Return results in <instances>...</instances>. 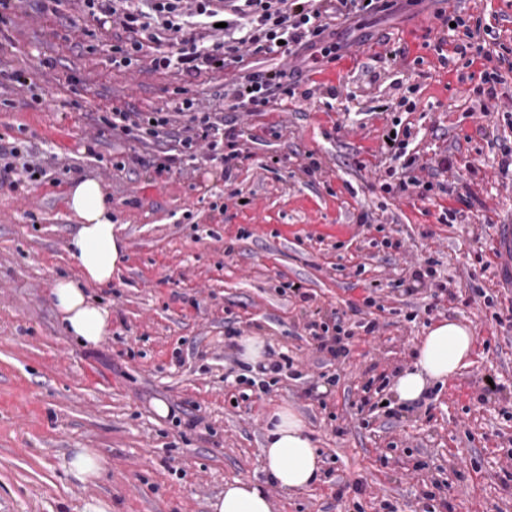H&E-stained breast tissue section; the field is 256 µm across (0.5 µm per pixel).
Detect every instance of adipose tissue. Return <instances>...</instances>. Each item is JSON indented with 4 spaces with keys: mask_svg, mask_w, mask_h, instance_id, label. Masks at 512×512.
<instances>
[{
    "mask_svg": "<svg viewBox=\"0 0 512 512\" xmlns=\"http://www.w3.org/2000/svg\"><path fill=\"white\" fill-rule=\"evenodd\" d=\"M66 204L79 221L69 243L79 273L54 280L50 294L70 335L92 348L108 336L112 313L108 306L92 300L89 290L111 283L126 246L112 222V205L97 180L88 178L74 184ZM474 342L472 328L458 320H444L429 328L414 348L412 368L395 379L393 392L398 403H414L432 384L453 377L466 365ZM260 452L265 481L238 479L226 484L223 496L209 502V512H271L265 482L293 493L308 488L320 477L318 450L304 419L290 406H279L268 415Z\"/></svg>",
    "mask_w": 512,
    "mask_h": 512,
    "instance_id": "ef3b65f1",
    "label": "adipose tissue"
}]
</instances>
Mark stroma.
<instances>
[{
  "label": "stroma",
  "instance_id": "stroma-1",
  "mask_svg": "<svg viewBox=\"0 0 512 512\" xmlns=\"http://www.w3.org/2000/svg\"><path fill=\"white\" fill-rule=\"evenodd\" d=\"M459 6L512 49V0ZM94 29L82 0H60L53 14L15 0L0 23V141L57 159L52 178L0 183V512H82L94 499L112 512H208L225 484L263 478L266 418L283 404L314 438L321 478L297 493L267 485L271 512H512V321L493 323L471 299L480 286L512 307L491 256L494 225L512 224V175L498 166L512 149V80L487 111L472 110L473 83L423 48L419 14L367 17L374 51L278 62L298 72L296 95L236 113L251 139L230 179L203 161L159 175L154 145L99 136L100 116L163 108L183 86L211 111L235 70L187 86L176 70L152 71L148 49L118 70L111 37ZM397 47L408 59L385 60ZM20 69L33 87L7 80ZM398 123L418 165L453 161L428 200L385 188L382 136ZM311 157L320 168L310 175ZM86 178L101 183L126 244L111 284L90 291L112 310L95 348L68 334L49 292L78 272L65 198ZM449 210L465 221H446ZM363 212L373 226L358 223ZM426 268L452 296L415 287L413 270ZM444 319L473 328L468 365L395 404L415 342ZM338 328L335 357L320 337ZM234 336L266 337L281 370H252ZM73 448L96 449L107 475L70 477Z\"/></svg>",
  "mask_w": 512,
  "mask_h": 512
}]
</instances>
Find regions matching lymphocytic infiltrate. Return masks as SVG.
I'll list each match as a JSON object with an SVG mask.
<instances>
[{"mask_svg": "<svg viewBox=\"0 0 512 512\" xmlns=\"http://www.w3.org/2000/svg\"><path fill=\"white\" fill-rule=\"evenodd\" d=\"M419 5L421 0H83L87 15L102 32L121 25L124 36L112 45V65L130 68L137 62L146 43L161 45L154 55V70H177L186 82L201 75L218 73L237 64L231 111L263 112L279 99L294 97L296 88L285 73L274 68V61L304 52L328 56L340 50L331 41L332 21H352L361 16L385 15L397 2ZM442 26H462L463 36L452 55L464 67L479 66L477 97L495 99L512 74V60L504 53L490 52L481 23H465L457 13L440 9L435 13ZM223 24L224 39L213 46L205 37L216 24ZM106 131L136 141L154 143L161 155L156 167L168 171L196 160V147L205 144L207 161H221L224 178H231L227 165L245 159L244 133L220 112H198L193 99H172L166 108L154 112L117 110L102 117ZM410 130L401 136L385 137L384 154L402 160V174L396 185L403 192L414 187L420 199H427L435 178L447 172L448 158L428 170V181H420L416 161L407 148ZM26 173L47 177L41 161L25 146L0 144V180Z\"/></svg>", "mask_w": 512, "mask_h": 512, "instance_id": "1", "label": "lymphocytic infiltrate"}]
</instances>
